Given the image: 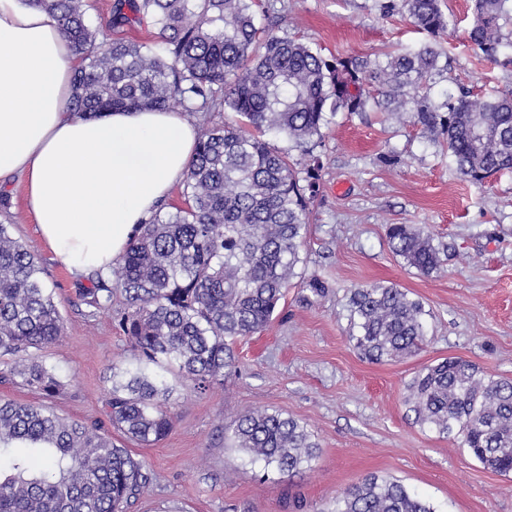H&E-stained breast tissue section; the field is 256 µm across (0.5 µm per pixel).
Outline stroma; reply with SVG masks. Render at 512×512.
Masks as SVG:
<instances>
[{"label":"stroma","instance_id":"35a3bbf8","mask_svg":"<svg viewBox=\"0 0 512 512\" xmlns=\"http://www.w3.org/2000/svg\"><path fill=\"white\" fill-rule=\"evenodd\" d=\"M262 2L276 34L304 37L328 58L371 57L422 39L401 14L381 17L376 0ZM442 9L451 21L449 86L478 96L512 89V53L491 63L467 41L468 0H443ZM322 133L312 146L323 168L303 261L271 324L237 342L236 369L205 391L174 367H150L173 390L174 426L152 446L117 436L152 476L128 512H327L370 474L401 482L435 512H512V474L485 468L452 438L415 424L404 403L415 374L444 358L512 378V173L471 184L412 123L391 125L378 112L336 113ZM5 192L10 209L0 211V224L38 258L64 319L60 340L37 353L64 388L47 400L20 381L0 382V399L47 403L82 422L102 418L113 368L137 364L115 326L121 303L90 313L82 296L90 280L43 244L21 179ZM390 224L429 231L447 251L443 266L427 276L405 266L388 248ZM313 278L324 283L322 295L309 290ZM375 283L422 301L429 334L416 355L377 363L355 349L351 294ZM256 409L306 424L319 446L311 466L268 480L233 447L225 429Z\"/></svg>","mask_w":512,"mask_h":512}]
</instances>
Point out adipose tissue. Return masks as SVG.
<instances>
[{"label": "adipose tissue", "mask_w": 512, "mask_h": 512, "mask_svg": "<svg viewBox=\"0 0 512 512\" xmlns=\"http://www.w3.org/2000/svg\"><path fill=\"white\" fill-rule=\"evenodd\" d=\"M76 59L48 14L0 0V179L18 176L70 271L109 275L194 156L180 111L70 112Z\"/></svg>", "instance_id": "obj_1"}]
</instances>
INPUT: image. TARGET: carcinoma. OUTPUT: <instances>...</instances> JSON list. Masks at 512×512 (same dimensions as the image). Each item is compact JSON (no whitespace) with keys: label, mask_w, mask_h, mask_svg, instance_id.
<instances>
[{"label":"carcinoma","mask_w":512,"mask_h":512,"mask_svg":"<svg viewBox=\"0 0 512 512\" xmlns=\"http://www.w3.org/2000/svg\"><path fill=\"white\" fill-rule=\"evenodd\" d=\"M51 13L72 53L71 111L97 117L124 107L186 112L229 110L241 122L206 128L184 177L186 207L156 211L87 304L124 309L117 324L140 367L113 373L106 419L69 420L48 405L0 399V512H125L151 481L112 430L151 446L172 427L169 387L148 365L169 364L195 389L235 368L233 345L272 321L308 234V207L320 162L305 169L264 139L305 149L323 137L326 114L409 113L423 136L441 144L457 173L475 185L512 170V89L476 99L456 94L443 47L449 20L441 0H379L398 9L425 40L375 58L328 59L309 43L269 28L260 0H114L105 28L87 21L86 0H25ZM467 36L495 62L512 50V0H470ZM149 21L164 54L110 37ZM391 253L423 275L444 263L431 234L410 224L386 230ZM35 256L0 224V354L15 358L9 376L56 397L63 383L34 352L64 332L54 293ZM355 349L372 362L404 357L427 341L422 303L394 284L353 291ZM405 403L415 422L454 436L486 468L512 473V379L460 358L422 368ZM228 439L263 476H291L317 457L307 426L277 411L248 410ZM331 512H435L397 480L370 475L336 497Z\"/></svg>","instance_id":"carcinoma-1"}]
</instances>
